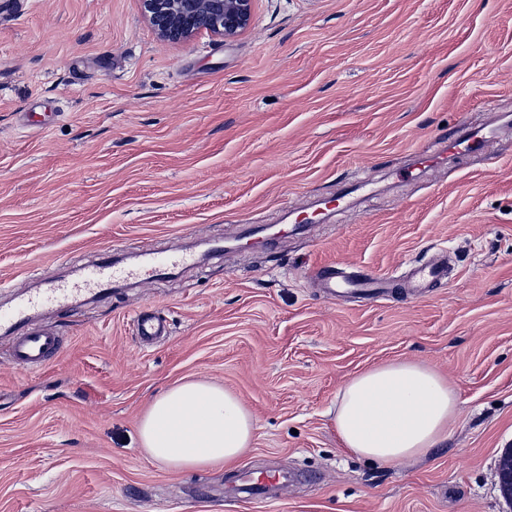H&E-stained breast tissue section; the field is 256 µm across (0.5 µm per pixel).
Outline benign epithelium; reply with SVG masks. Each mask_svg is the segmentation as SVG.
I'll list each match as a JSON object with an SVG mask.
<instances>
[{"instance_id": "7a95c632", "label": "benign epithelium", "mask_w": 512, "mask_h": 512, "mask_svg": "<svg viewBox=\"0 0 512 512\" xmlns=\"http://www.w3.org/2000/svg\"><path fill=\"white\" fill-rule=\"evenodd\" d=\"M254 0H141L144 17L159 39L186 41L205 29L230 39L252 21Z\"/></svg>"}]
</instances>
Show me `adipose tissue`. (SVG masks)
Instances as JSON below:
<instances>
[{
	"instance_id": "ef3b65f1",
	"label": "adipose tissue",
	"mask_w": 512,
	"mask_h": 512,
	"mask_svg": "<svg viewBox=\"0 0 512 512\" xmlns=\"http://www.w3.org/2000/svg\"><path fill=\"white\" fill-rule=\"evenodd\" d=\"M459 397L424 363L390 361L350 378L336 398L344 448L387 466L429 454L448 438ZM256 423L231 390L187 380L159 395L139 427L144 453L172 469L233 466L250 448Z\"/></svg>"
}]
</instances>
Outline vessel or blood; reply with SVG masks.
I'll list each match as a JSON object with an SVG mask.
<instances>
[{"instance_id": "b4317fda", "label": "vessel or blood", "mask_w": 512, "mask_h": 512, "mask_svg": "<svg viewBox=\"0 0 512 512\" xmlns=\"http://www.w3.org/2000/svg\"><path fill=\"white\" fill-rule=\"evenodd\" d=\"M487 142L485 127H463L455 143L447 151L422 154L418 157L420 167L434 166L445 159L447 153L463 151L470 154L482 153ZM182 256L166 252L148 251L137 271L115 267L109 262L93 265L85 271L80 283L75 285L51 283L38 293L19 294L9 307L0 309V326L8 328L13 335L11 358L24 368L45 365L59 347V340L53 329L35 325L33 319L39 308L61 307L74 296L85 293L102 297L112 290V284L119 279L134 276L148 278L163 274L166 270L180 265ZM315 277L322 288L334 298L348 293L381 294L383 284L378 280H366L343 276L334 267L323 266L316 270ZM137 332L143 342L153 343L166 336L168 327L165 320L154 314L140 315ZM292 485V476L287 472L274 475H255L251 471L241 473L237 491L245 497L261 500L270 493L286 494Z\"/></svg>"}]
</instances>
